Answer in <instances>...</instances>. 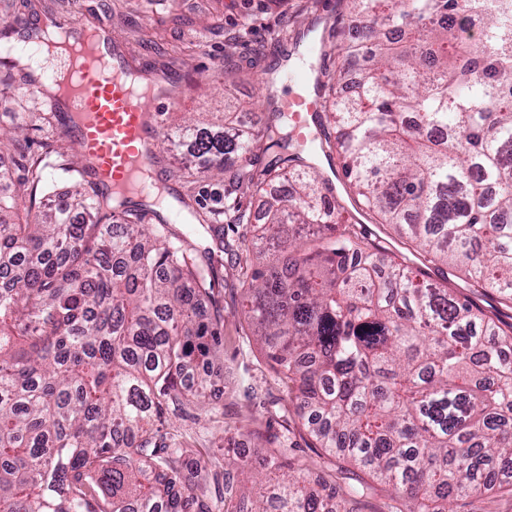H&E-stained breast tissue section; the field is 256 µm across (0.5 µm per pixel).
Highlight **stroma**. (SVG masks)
I'll return each instance as SVG.
<instances>
[{"label": "stroma", "mask_w": 512, "mask_h": 512, "mask_svg": "<svg viewBox=\"0 0 512 512\" xmlns=\"http://www.w3.org/2000/svg\"><path fill=\"white\" fill-rule=\"evenodd\" d=\"M84 14L103 25L113 46L131 68L170 88L177 103L168 114L166 134H173L186 113L220 112L231 107L234 125L244 132L273 123L293 134L286 116H271L267 100L276 95V76L286 54L299 52V32L315 25V43L321 49L313 64L333 68L336 46L354 38L357 23L350 19L343 0H0V27L22 21L27 28L48 21L64 23L71 14ZM22 71L0 64V86L13 88L6 127L24 125L32 153H40L46 136L73 157L78 148L62 123L48 128L37 118L45 111L42 99L20 86ZM320 173L333 179L336 194L352 223L367 241L392 253L402 252V238L389 226L372 224L358 212L337 180L336 168L324 155L313 158ZM174 198L213 201L223 196L227 181L203 179L181 171L180 158L163 152L156 160ZM188 244L211 249L214 274L220 285L214 297L224 311V349L210 370L214 410L210 414L189 409L167 416L164 429L177 435L193 458L207 463L208 493L220 512H236L238 498L224 495L225 472L247 470L269 482L284 473L304 468L317 471L339 489L343 512H396L399 501L391 486L369 470L349 464L343 456L312 447L287 390L256 344L251 327L241 316L245 271L252 257V228L246 224H196L178 227ZM272 437L285 446L288 469L270 464L258 439Z\"/></svg>", "instance_id": "stroma-1"}]
</instances>
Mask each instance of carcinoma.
Masks as SVG:
<instances>
[{"label": "carcinoma", "instance_id": "1", "mask_svg": "<svg viewBox=\"0 0 512 512\" xmlns=\"http://www.w3.org/2000/svg\"><path fill=\"white\" fill-rule=\"evenodd\" d=\"M369 64L353 92L329 76L346 186L380 223L512 305V0H345ZM232 181L264 195L254 237L273 259L246 275L243 313L318 447L390 484L398 512L512 483V328L468 299L410 275L355 225L335 220L331 185L288 155ZM184 169L214 177L253 138L192 123L169 139ZM6 148L0 171V512H213L206 469L162 433L165 415L209 412L204 372L223 345L224 313H201L211 263L172 225L146 224L128 200L91 184L47 204L44 171L84 172ZM294 184L292 199L268 192ZM119 224L110 223L115 214ZM222 207L190 216L218 224ZM312 470L260 494L252 512H340Z\"/></svg>", "mask_w": 512, "mask_h": 512}]
</instances>
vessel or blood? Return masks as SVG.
Returning a JSON list of instances; mask_svg holds the SVG:
<instances>
[{"instance_id":"1","label":"vessel or blood","mask_w":512,"mask_h":512,"mask_svg":"<svg viewBox=\"0 0 512 512\" xmlns=\"http://www.w3.org/2000/svg\"><path fill=\"white\" fill-rule=\"evenodd\" d=\"M27 90L50 103H63L78 147L92 161L101 187L130 200L158 196L155 155L164 108L150 105L132 84L120 55L94 44L80 55L61 58L48 81ZM277 109L289 114L303 142L321 101L316 93L299 91L280 99Z\"/></svg>"}]
</instances>
